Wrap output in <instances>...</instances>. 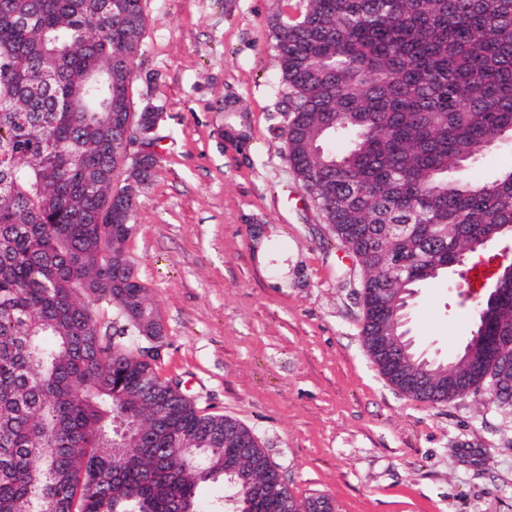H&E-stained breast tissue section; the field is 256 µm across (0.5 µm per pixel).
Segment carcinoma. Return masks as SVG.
Masks as SVG:
<instances>
[{
  "label": "carcinoma",
  "instance_id": "carcinoma-1",
  "mask_svg": "<svg viewBox=\"0 0 512 512\" xmlns=\"http://www.w3.org/2000/svg\"><path fill=\"white\" fill-rule=\"evenodd\" d=\"M289 122L286 159L324 223L364 264L393 273L382 245L418 231L412 269L436 248L469 255L481 224H512V170L473 164L512 135V0H302L277 16ZM145 32L142 0H0V512L197 510L224 478V430L157 373L164 333L126 245L157 164L115 135ZM139 167L117 187L122 163ZM375 311L364 344L383 375ZM475 390L512 409L498 359Z\"/></svg>",
  "mask_w": 512,
  "mask_h": 512
}]
</instances>
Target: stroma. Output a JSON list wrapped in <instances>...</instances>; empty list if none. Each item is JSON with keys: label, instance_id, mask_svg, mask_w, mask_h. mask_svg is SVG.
<instances>
[{"label": "stroma", "instance_id": "stroma-1", "mask_svg": "<svg viewBox=\"0 0 512 512\" xmlns=\"http://www.w3.org/2000/svg\"><path fill=\"white\" fill-rule=\"evenodd\" d=\"M300 0H143L131 109L158 112L161 161L127 243L166 330L162 379L254 435L295 498L333 512H512V412L480 391L418 402L362 337L364 273L285 158L276 14ZM418 288L407 327L457 356L470 265Z\"/></svg>", "mask_w": 512, "mask_h": 512}]
</instances>
